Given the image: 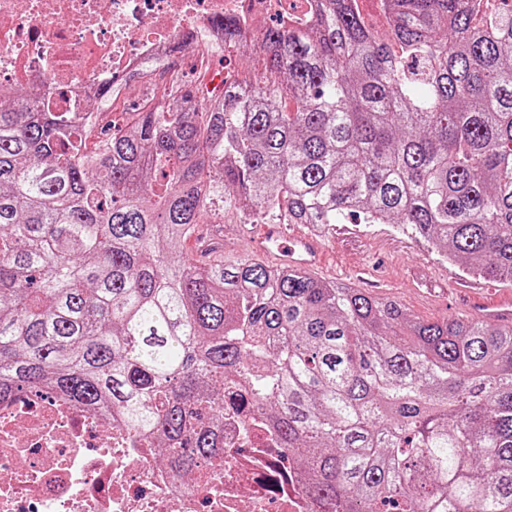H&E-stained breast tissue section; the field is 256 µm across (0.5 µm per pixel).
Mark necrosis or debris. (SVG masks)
Segmentation results:
<instances>
[{
    "mask_svg": "<svg viewBox=\"0 0 512 512\" xmlns=\"http://www.w3.org/2000/svg\"><path fill=\"white\" fill-rule=\"evenodd\" d=\"M315 0H0V86L92 111L95 88L145 84L156 65L273 20L304 28ZM151 438L52 391L0 402V512H314L273 436L224 411V463L184 481Z\"/></svg>",
    "mask_w": 512,
    "mask_h": 512,
    "instance_id": "4bbe7bcc",
    "label": "necrosis or debris"
}]
</instances>
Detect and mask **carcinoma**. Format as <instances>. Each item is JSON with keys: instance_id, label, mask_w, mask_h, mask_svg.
Returning <instances> with one entry per match:
<instances>
[{"instance_id": "cac0c4a2", "label": "carcinoma", "mask_w": 512, "mask_h": 512, "mask_svg": "<svg viewBox=\"0 0 512 512\" xmlns=\"http://www.w3.org/2000/svg\"><path fill=\"white\" fill-rule=\"evenodd\" d=\"M318 0L264 79L101 117L0 105V400L118 413L177 475L249 400L324 512H512V327L178 249L229 191L285 224H403L512 280V0ZM241 28L224 21V47ZM295 102L289 112L285 98Z\"/></svg>"}]
</instances>
